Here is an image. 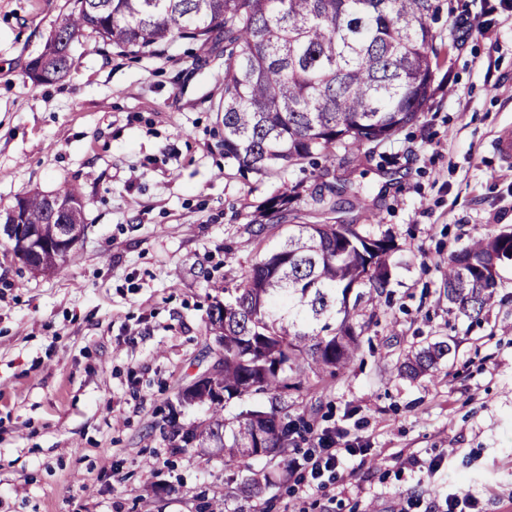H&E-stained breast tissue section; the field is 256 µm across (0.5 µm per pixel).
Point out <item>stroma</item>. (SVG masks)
<instances>
[{
	"instance_id": "stroma-1",
	"label": "stroma",
	"mask_w": 512,
	"mask_h": 512,
	"mask_svg": "<svg viewBox=\"0 0 512 512\" xmlns=\"http://www.w3.org/2000/svg\"><path fill=\"white\" fill-rule=\"evenodd\" d=\"M445 85L419 121L357 151L336 213L395 243L360 350L335 378L306 373L280 406L303 420L284 457L228 465L182 445L206 406L179 395L212 369L207 331L225 274L248 270L288 229L252 219L271 196L322 188L319 165L240 176L225 162L224 44L180 40L123 55L84 31L60 81L27 77L69 0H0V210L74 188L86 203L77 259L31 273L0 245V512H512V267L471 321L449 308L443 267L471 238L512 231V0H468ZM439 340L434 375L399 376L403 350ZM329 437L356 448L342 477L303 486L288 459ZM441 461L438 470L405 466ZM260 496L245 498V479Z\"/></svg>"
}]
</instances>
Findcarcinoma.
Segmentation results:
<instances>
[{"label":"carcinoma","instance_id":"1","mask_svg":"<svg viewBox=\"0 0 512 512\" xmlns=\"http://www.w3.org/2000/svg\"><path fill=\"white\" fill-rule=\"evenodd\" d=\"M71 9L28 66L29 79L47 84L73 67L72 43L86 29L125 55L155 51L181 39L207 46L224 38V160L241 175L284 171L320 156L343 168L354 150L379 144L418 121L441 83L439 39L432 27L437 0H70ZM468 4L448 7L449 34L467 22ZM350 184L327 181L305 204L336 212L335 197ZM73 201L70 222H83L85 202L72 189L17 199L28 224L49 222L52 203ZM298 192L276 194L259 210L258 231L284 224L297 211ZM392 239H371L352 224H292L287 237L242 273L224 281L233 294L215 379L184 390L180 401L205 403L207 425L183 437L192 448H219L224 463L285 455L296 423L275 401L301 388L308 371L336 376L359 349L352 312L387 288ZM76 251L53 244L29 270L52 274ZM512 265V232L472 241L449 255L444 294L458 314L477 319L496 297L499 269ZM446 341L406 350L402 375H430L448 356ZM253 393L274 400L268 411L224 414L225 403Z\"/></svg>","mask_w":512,"mask_h":512}]
</instances>
